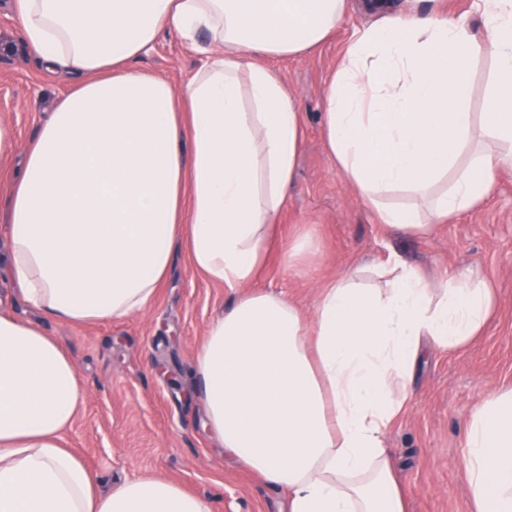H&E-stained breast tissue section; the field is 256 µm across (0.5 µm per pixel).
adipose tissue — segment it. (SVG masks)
<instances>
[{
	"mask_svg": "<svg viewBox=\"0 0 512 512\" xmlns=\"http://www.w3.org/2000/svg\"><path fill=\"white\" fill-rule=\"evenodd\" d=\"M351 0H15L41 67L78 80L5 172L6 286L74 324L120 320L154 300L176 249L237 290L194 365L207 425L240 465L283 494L282 512H407L386 447L425 348L479 336L495 295L471 271L429 280L398 253L320 290L314 313L253 289L302 143L297 101L268 57H299ZM330 77V159L378 224L424 237L471 209L512 168V0L467 15L395 12L364 0ZM471 13V14H472ZM205 59L181 89L141 68L161 35ZM208 44H201V35ZM492 69L483 110L472 74ZM87 390L64 347L0 310V512H213L164 478L112 489L65 441ZM459 465L469 512H512V386L472 409ZM491 64L481 59L472 76V107L473 112H481L482 101L490 77Z\"/></svg>",
	"mask_w": 512,
	"mask_h": 512,
	"instance_id": "ef3b65f1",
	"label": "adipose tissue"
}]
</instances>
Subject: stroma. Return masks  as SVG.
I'll use <instances>...</instances> for the list:
<instances>
[{
  "label": "stroma",
  "mask_w": 512,
  "mask_h": 512,
  "mask_svg": "<svg viewBox=\"0 0 512 512\" xmlns=\"http://www.w3.org/2000/svg\"><path fill=\"white\" fill-rule=\"evenodd\" d=\"M368 20L352 8L319 49L298 58H273L303 115V141L288 202L279 214L276 243L255 286L289 297L314 312L321 287L347 270L395 251L431 280L467 268L496 295L493 317L480 336L457 352L427 351L415 376L408 410L391 426L386 444L409 497V512H469L468 486L458 469L467 419L482 394L512 385V169L468 211L415 238L381 227L330 160L322 137L325 91L354 32ZM0 124L13 134L9 164H19L44 112L76 82V75L41 74L23 44L12 0H0ZM201 55L167 35L142 60L184 85ZM310 233L315 252L289 261V241ZM234 292L208 281L176 252L158 296L144 312L121 321L71 324L2 296L0 307L38 323L75 361L88 399L67 434L109 489L133 477H162L215 501V512H277L278 496L227 453L205 428L193 365L212 317Z\"/></svg>",
  "instance_id": "35a3bbf8"
}]
</instances>
